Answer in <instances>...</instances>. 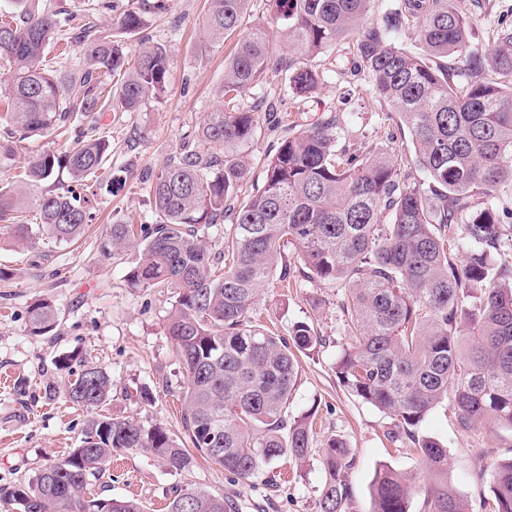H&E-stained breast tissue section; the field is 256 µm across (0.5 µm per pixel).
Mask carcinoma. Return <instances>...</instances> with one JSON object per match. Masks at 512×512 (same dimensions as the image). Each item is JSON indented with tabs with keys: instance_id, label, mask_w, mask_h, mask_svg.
<instances>
[{
	"instance_id": "carcinoma-1",
	"label": "carcinoma",
	"mask_w": 512,
	"mask_h": 512,
	"mask_svg": "<svg viewBox=\"0 0 512 512\" xmlns=\"http://www.w3.org/2000/svg\"><path fill=\"white\" fill-rule=\"evenodd\" d=\"M0 21V154L34 132L50 133L99 113L138 112L159 100L170 80V49L143 38L135 45L99 33L73 16L40 10L35 0H9ZM250 0H208L206 31L223 41L234 34ZM283 21L288 53L277 56L268 27L258 24L224 59L216 108L196 136L206 152L180 149L149 177L155 221H115L100 241L108 259L136 245L140 258L127 273L135 288H164L172 304L164 329L183 365L186 386L181 421L204 459L243 480L289 458L302 463L312 451L310 415L288 416L299 355L323 346L308 322L284 337L255 324L260 289L273 276L282 251L292 248L307 281L342 291L346 347L335 373L343 388L386 414L415 441L429 471L448 465V449L416 436V429L449 399L459 426L478 423L512 429V264L500 258L504 225L493 204L498 188L512 183V28L485 49L470 48V26L460 0H400L398 8L371 17L374 0H270ZM112 12V28L135 35L143 10L97 0L89 11ZM415 28L421 51L396 44L395 30ZM81 46L79 69H49L45 52L59 32ZM352 38L379 101L397 112L413 155L371 148L342 159L337 124L330 117L283 140L266 165L264 182L243 205L233 204L248 172L246 146L258 125L259 105H239L243 94L288 75L299 96L316 92L320 73L312 60ZM463 59L453 74L436 63ZM495 73L498 79L487 78ZM120 75L111 84L105 76ZM79 86L71 97V85ZM111 154L102 135L78 140L67 151L45 149L20 179L0 186V224L22 249L41 234L60 243L78 240L95 221L82 195ZM425 173L415 180L408 165ZM72 185L57 191L60 170ZM48 185L34 199L39 223L23 220L27 189ZM224 226V246L209 241ZM463 239L465 256L450 243ZM58 309L47 299L29 309L28 330L52 336ZM66 397L85 409L80 446L48 463L34 477L0 488V512H146L130 497L87 495L91 479L112 458L152 455L171 471L190 470L195 457L160 425L102 413L112 396L107 371L87 362L63 380ZM322 487L317 512H345L354 459L330 438L319 449ZM488 485V512H512V456L491 473L474 472ZM415 484L389 467L371 481V512H411ZM168 512H236L234 503L207 491L172 489ZM420 512H468V503L446 482L424 491Z\"/></svg>"
}]
</instances>
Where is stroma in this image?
Masks as SVG:
<instances>
[{"mask_svg":"<svg viewBox=\"0 0 512 512\" xmlns=\"http://www.w3.org/2000/svg\"><path fill=\"white\" fill-rule=\"evenodd\" d=\"M165 3L164 11L147 12L142 31L171 49L172 73L165 97L149 100L137 112L102 113L98 120L100 133L112 143L104 175L112 188L99 190L91 199L98 221L73 244L43 238L22 250L0 248V267L14 272L12 278L0 280V487L33 477L79 443L85 412L64 392H45L56 378L55 362L65 352H79L111 375L112 396L105 412L160 424L177 439L185 437L180 396L186 376L164 330L170 294L163 288L127 284L126 274L139 259L138 248L113 259L104 258L99 250L113 221L153 222L148 177L193 137L214 107L224 59L236 43L231 36L208 44L203 29L207 0ZM461 7L469 17L474 48H483L502 27L512 25V0H461ZM316 65L324 78L313 98L258 88L244 95L247 104L265 99L275 116L260 119L247 147L250 168L239 199L262 184L267 159L279 142L330 114L335 115L341 134L339 148H410L407 130L372 93L351 44H339L335 51L320 55ZM76 139L71 132L18 143L11 155H0V181H15L35 154L49 147L63 151ZM42 297L52 299L60 312L51 336H34L27 329L28 308ZM340 297L339 289L328 285L306 282L285 288L275 277L261 289L255 306L259 326L284 336L294 322L307 321L326 339L318 352L301 357L288 405L290 416L313 414L315 452L300 465L284 459L273 463L278 488H269L260 478H235L203 460L190 471L171 472L137 452L114 460L105 476L89 485V493L133 497L147 512H167L172 487L189 484L232 499L238 512H316L322 481L317 451L332 437L342 439L354 458L346 512H370V483L380 466L414 478L416 486L428 483L430 477L413 443L404 437L395 442L389 438L392 419L348 395L336 378L334 366L344 344ZM144 388L154 394L152 405L139 398ZM419 432L447 448L446 478L474 507L487 493L474 469L493 468L500 458L512 455V430L489 425L463 430L448 401L428 414Z\"/></svg>","mask_w":512,"mask_h":512,"instance_id":"1","label":"stroma"}]
</instances>
